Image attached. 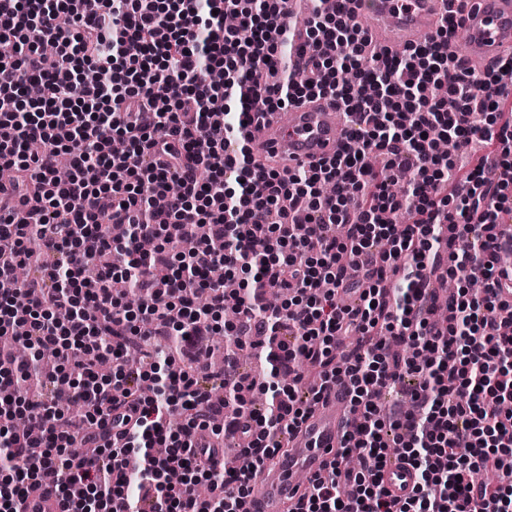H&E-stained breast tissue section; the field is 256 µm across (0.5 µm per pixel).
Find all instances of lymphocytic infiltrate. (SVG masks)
Instances as JSON below:
<instances>
[{"label": "lymphocytic infiltrate", "instance_id": "obj_1", "mask_svg": "<svg viewBox=\"0 0 512 512\" xmlns=\"http://www.w3.org/2000/svg\"><path fill=\"white\" fill-rule=\"evenodd\" d=\"M228 13L237 27L225 28ZM284 15L283 0H0V42L13 46L0 55V167L15 171L0 194V335L23 326L31 351L53 349L61 366L40 376L0 352V512H23L48 474L58 512L87 493L94 512H243L254 469L339 384L356 420L291 512H512V411L501 409L512 404V302L496 234L512 199V126L477 121L498 110L512 64L483 76L452 67L450 26L399 56L370 50L343 0L312 17L300 44ZM91 67L103 81L85 82ZM313 97L347 113L343 152L288 172L259 164L244 141L252 101L273 112ZM441 138H479L494 154L461 177L435 151ZM403 210L413 221L399 227ZM112 223L130 234L106 238ZM142 240L154 254L138 252ZM217 267L240 285V317L225 325ZM441 268L456 282L443 319L429 286ZM351 291L353 308L340 301ZM270 292L279 306L265 305ZM221 331L238 348L267 346L272 374H287L264 410L250 408L232 360L221 402L184 369ZM157 334L180 361L129 364ZM395 341L418 355L395 356ZM302 358L318 370L307 401ZM66 366L79 417L56 406ZM412 374L410 408L383 415L379 392ZM32 378L37 392L21 393ZM228 407L212 432L240 434L247 471L215 469L213 444L198 440ZM394 458L415 472L401 501L382 479ZM477 470L497 482H472Z\"/></svg>", "mask_w": 512, "mask_h": 512}]
</instances>
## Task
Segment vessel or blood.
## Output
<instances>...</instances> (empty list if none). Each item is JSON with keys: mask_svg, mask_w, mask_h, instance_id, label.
I'll list each match as a JSON object with an SVG mask.
<instances>
[{"mask_svg": "<svg viewBox=\"0 0 512 512\" xmlns=\"http://www.w3.org/2000/svg\"><path fill=\"white\" fill-rule=\"evenodd\" d=\"M346 7L382 49L419 44L450 22L465 34L464 66L482 70L512 57V0H348ZM344 124L345 114L334 102L316 98L265 113L246 132L280 163L308 166L341 150ZM351 424L348 392L341 387L326 392L290 435L288 455L257 473L259 490L248 501V512H285L294 505L303 490L300 476L323 472ZM414 481L412 468L401 461H391L384 471L392 496L407 495Z\"/></svg>", "mask_w": 512, "mask_h": 512, "instance_id": "1", "label": "vessel or blood"}]
</instances>
